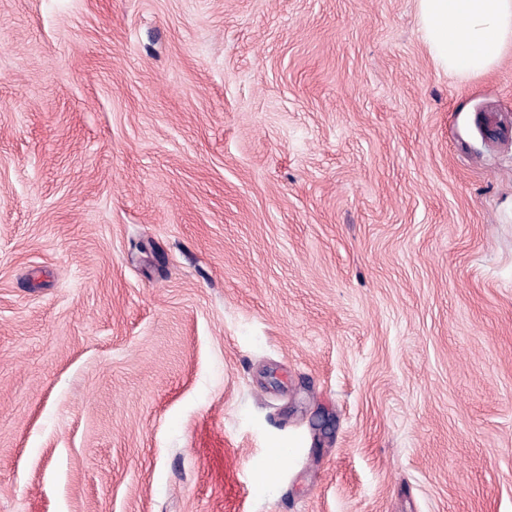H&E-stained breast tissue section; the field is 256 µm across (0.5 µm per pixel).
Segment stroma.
<instances>
[{"label":"stroma","mask_w":512,"mask_h":512,"mask_svg":"<svg viewBox=\"0 0 512 512\" xmlns=\"http://www.w3.org/2000/svg\"><path fill=\"white\" fill-rule=\"evenodd\" d=\"M0 512H512V53L0 0Z\"/></svg>","instance_id":"1"}]
</instances>
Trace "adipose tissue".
Masks as SVG:
<instances>
[{"mask_svg":"<svg viewBox=\"0 0 512 512\" xmlns=\"http://www.w3.org/2000/svg\"><path fill=\"white\" fill-rule=\"evenodd\" d=\"M418 2L423 39L449 73H487L512 49V0Z\"/></svg>","mask_w":512,"mask_h":512,"instance_id":"adipose-tissue-1","label":"adipose tissue"}]
</instances>
